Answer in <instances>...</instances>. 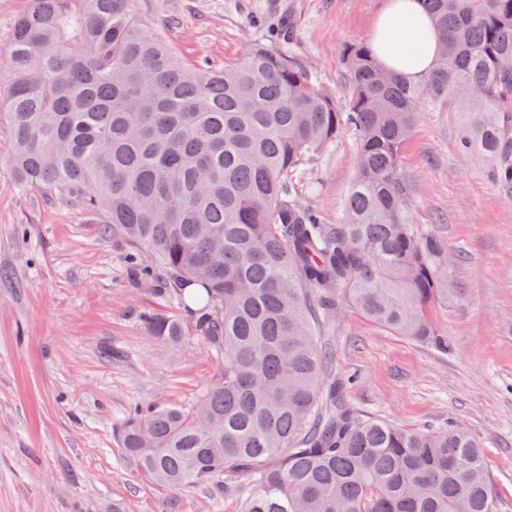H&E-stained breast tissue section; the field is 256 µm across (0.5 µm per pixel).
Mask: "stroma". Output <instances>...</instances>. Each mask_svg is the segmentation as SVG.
I'll list each match as a JSON object with an SVG mask.
<instances>
[{
    "label": "stroma",
    "instance_id": "35a3bbf8",
    "mask_svg": "<svg viewBox=\"0 0 512 512\" xmlns=\"http://www.w3.org/2000/svg\"><path fill=\"white\" fill-rule=\"evenodd\" d=\"M384 0H133L184 56L220 69L277 39L330 91L349 95L350 47L370 41ZM455 112L422 101L399 171L413 188L407 221L452 256L448 296L430 303L441 351L396 336L341 301L320 333L360 414L407 429L462 423L484 442L498 512H512V195L460 150ZM14 143L0 122V512H239L205 484L171 490L118 448L112 427L136 406L189 407L216 380L200 341L168 346L141 311L195 310L159 298L126 268L127 245L75 201L19 192ZM358 170L343 133L308 171L306 203L340 223Z\"/></svg>",
    "mask_w": 512,
    "mask_h": 512
}]
</instances>
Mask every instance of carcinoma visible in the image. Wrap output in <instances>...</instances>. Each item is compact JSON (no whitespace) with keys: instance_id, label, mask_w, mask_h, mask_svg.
Segmentation results:
<instances>
[{"instance_id":"obj_1","label":"carcinoma","mask_w":512,"mask_h":512,"mask_svg":"<svg viewBox=\"0 0 512 512\" xmlns=\"http://www.w3.org/2000/svg\"><path fill=\"white\" fill-rule=\"evenodd\" d=\"M439 33L421 83L383 74L371 46L348 54L340 107L276 44L202 69L151 32L132 0H31L3 51L0 118L24 190L80 197L130 245L140 282L205 290L187 329L145 312L147 335L188 332L220 363L194 407L136 408L119 448L158 484L224 480L241 512H498L483 442L460 423L408 430L365 419L348 381L326 376L316 331L339 290L370 320L448 349L426 305L448 296L445 247L420 238L398 163L421 99L459 116V146L512 190V0H420ZM359 145L344 223L303 200L305 171L345 132Z\"/></svg>"}]
</instances>
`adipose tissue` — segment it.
Listing matches in <instances>:
<instances>
[{
    "label": "adipose tissue",
    "mask_w": 512,
    "mask_h": 512,
    "mask_svg": "<svg viewBox=\"0 0 512 512\" xmlns=\"http://www.w3.org/2000/svg\"><path fill=\"white\" fill-rule=\"evenodd\" d=\"M371 43L385 70L412 82L428 76L438 53V33L418 0H387Z\"/></svg>",
    "instance_id": "obj_1"
}]
</instances>
